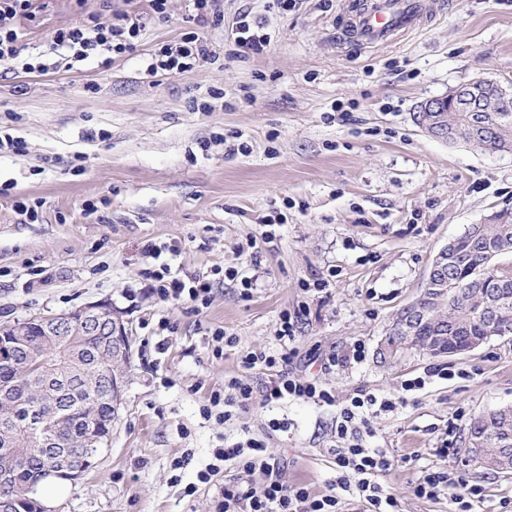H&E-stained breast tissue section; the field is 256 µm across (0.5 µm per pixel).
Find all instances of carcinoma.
I'll return each mask as SVG.
<instances>
[{
  "label": "carcinoma",
  "instance_id": "cac0c4a2",
  "mask_svg": "<svg viewBox=\"0 0 512 512\" xmlns=\"http://www.w3.org/2000/svg\"><path fill=\"white\" fill-rule=\"evenodd\" d=\"M496 111L485 112L479 105L461 109L459 102L450 101L445 106L444 117L448 127L470 149L479 153H496L512 144V94L495 102ZM493 243L498 255L512 253V211L502 210L495 215L491 224H474L456 238V245L448 257V301L433 306L436 322H448L456 326L453 341L464 345L470 336H482L485 322L481 309L489 291L499 287L505 290L498 309L501 334L512 333V271H500L495 260H490L484 250L485 242ZM32 331L28 347L15 363L0 366V394L10 391L14 380H24L30 387V397L25 403L12 408L0 405V469L6 468L13 475L11 492L22 498L27 489L41 483L39 473L44 470V457L35 439L41 434H53L60 442L81 435L86 427L87 417L95 412L103 417L110 414L108 405L100 400L87 403L82 396L70 395L68 409L71 414L60 418L46 407L45 421L41 429L31 432L30 414L43 401L42 379L23 371V361L31 358L51 367L59 364L69 351L80 348L93 350L97 345L95 336H67L63 341L47 346L40 341V331L34 329V322L27 323ZM397 324H392L384 348L380 354L391 358L403 350L404 342L397 335ZM467 432L483 437L484 448L490 456L502 452L512 454V447L504 450L499 441L512 435V409H500L475 417Z\"/></svg>",
  "mask_w": 512,
  "mask_h": 512
}]
</instances>
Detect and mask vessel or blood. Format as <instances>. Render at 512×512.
<instances>
[{
	"label": "vessel or blood",
	"mask_w": 512,
	"mask_h": 512,
	"mask_svg": "<svg viewBox=\"0 0 512 512\" xmlns=\"http://www.w3.org/2000/svg\"><path fill=\"white\" fill-rule=\"evenodd\" d=\"M437 0H340L339 41L354 49L385 47L436 17Z\"/></svg>",
	"instance_id": "obj_1"
}]
</instances>
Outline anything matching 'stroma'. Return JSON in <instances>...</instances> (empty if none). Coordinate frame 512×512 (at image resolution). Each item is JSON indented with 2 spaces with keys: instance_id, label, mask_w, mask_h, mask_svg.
<instances>
[{
  "instance_id": "1",
  "label": "stroma",
  "mask_w": 512,
  "mask_h": 512,
  "mask_svg": "<svg viewBox=\"0 0 512 512\" xmlns=\"http://www.w3.org/2000/svg\"><path fill=\"white\" fill-rule=\"evenodd\" d=\"M338 4L299 0L283 13L267 0H220L221 22L189 24L186 0H171L169 18L110 64L91 57L43 73L0 64V136L26 147L0 151V324L106 300L135 341L110 447L49 512H212L241 471L224 462L209 484L198 472L219 448L250 439L272 448L288 484L328 494L340 409L360 390L399 402L373 418L366 444L392 458L379 481L403 512H452L449 497L415 496L428 465L483 485L481 512L512 497V475L486 473L463 451L471 418L512 406V333L464 355H378L437 252L512 208V153L451 145L414 121L450 86L478 76L512 84V0H453L380 50L336 42ZM246 7L270 44L233 58ZM147 9V0H34L19 23L21 54L48 52L55 29L87 15ZM189 32L210 59L146 76L152 54ZM151 242L177 252L153 259ZM163 261L184 281L210 283L202 311L158 298L144 271ZM285 313L290 340L280 335ZM357 341L362 362L324 368ZM289 347V371L332 389L335 403L266 401L271 370L243 369L240 357ZM434 363L451 378L427 376ZM234 377L254 393L228 414L211 397ZM416 377L422 389L403 391ZM274 419L287 430L271 431ZM444 444L449 454L435 455Z\"/></svg>"
}]
</instances>
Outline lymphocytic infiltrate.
Here are the masks:
<instances>
[{
  "mask_svg": "<svg viewBox=\"0 0 512 512\" xmlns=\"http://www.w3.org/2000/svg\"><path fill=\"white\" fill-rule=\"evenodd\" d=\"M145 13H119L104 21L89 15L83 21L57 29L52 36L55 60L53 69L70 68L72 61L91 56L111 59L133 50L136 39L152 20L168 15L169 0H148ZM33 0H0V62H21L23 70L45 71L48 65L40 61L21 60L17 45V19L29 16ZM211 52L206 41L197 33L189 32L177 42L163 46L146 67L148 76L160 73L177 74L209 59ZM147 279L154 281V290L162 300H179L192 306L207 304L210 286L196 281L185 283L172 276L168 265L146 270ZM291 353L273 357L248 352L242 355L244 369L264 364L276 372L266 389L267 401L288 398L334 403V395L322 385L301 379L287 370ZM396 407L390 398L372 393H356L340 411L336 425V446L329 454L336 466L337 493L321 497L311 496L307 488L291 486L281 478L280 464L263 443L252 440L247 446L221 448L216 452L218 462L234 460L243 470L241 477L225 482L218 491L214 512H299V504H306V512H342L340 491L357 489L366 505V512H401L399 501L387 493L378 477L390 469L392 461L386 450L368 448L362 442L363 431L377 411H391ZM259 470L265 475L262 483L248 480L247 475ZM415 495L422 498L449 496L454 512H475L483 498L480 485L467 483L460 475L442 469L421 470L414 486Z\"/></svg>",
  "mask_w": 512,
  "mask_h": 512,
  "instance_id": "obj_1",
  "label": "lymphocytic infiltrate"
}]
</instances>
